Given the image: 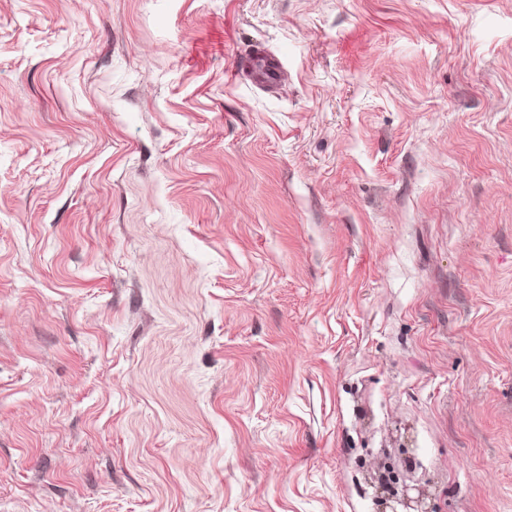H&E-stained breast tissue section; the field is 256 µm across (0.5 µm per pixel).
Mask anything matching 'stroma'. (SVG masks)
<instances>
[{
	"mask_svg": "<svg viewBox=\"0 0 512 512\" xmlns=\"http://www.w3.org/2000/svg\"><path fill=\"white\" fill-rule=\"evenodd\" d=\"M388 471L512 512V0H0V512ZM250 68L253 82L257 87L266 90H272L279 84L284 71L282 61L266 50L252 53Z\"/></svg>",
	"mask_w": 512,
	"mask_h": 512,
	"instance_id": "35a3bbf8",
	"label": "stroma"
}]
</instances>
